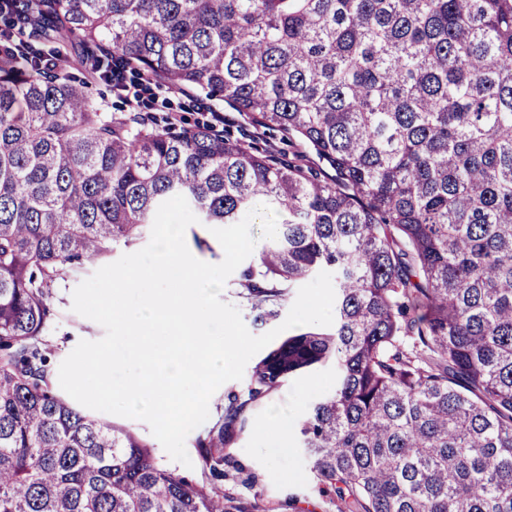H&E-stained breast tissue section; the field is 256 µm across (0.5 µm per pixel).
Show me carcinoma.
I'll return each mask as SVG.
<instances>
[{
  "instance_id": "1",
  "label": "carcinoma",
  "mask_w": 512,
  "mask_h": 512,
  "mask_svg": "<svg viewBox=\"0 0 512 512\" xmlns=\"http://www.w3.org/2000/svg\"><path fill=\"white\" fill-rule=\"evenodd\" d=\"M0 21V512H252L71 404L43 348L55 282L178 194L201 224L278 214L238 280L255 323L334 281L333 324L271 349L197 436L212 477L253 406L331 364L297 424L323 497L512 512V0H7ZM72 68L222 100L333 174L207 120L114 118Z\"/></svg>"
}]
</instances>
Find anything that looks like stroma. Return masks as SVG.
I'll use <instances>...</instances> for the list:
<instances>
[{
	"instance_id": "obj_1",
	"label": "stroma",
	"mask_w": 512,
	"mask_h": 512,
	"mask_svg": "<svg viewBox=\"0 0 512 512\" xmlns=\"http://www.w3.org/2000/svg\"><path fill=\"white\" fill-rule=\"evenodd\" d=\"M150 111L160 118L179 115L181 125H188L200 117H209L211 111L224 115V129L249 146L265 149L279 160H289L298 152L296 145L281 139L279 134L263 132L249 126L238 112L224 102L213 100L209 104L193 100L170 89L161 82H151ZM80 279L67 274L51 290L49 303L53 317L44 339L52 367H59L80 340L95 341L103 337L104 329L98 323L82 317L72 309V294ZM334 368H318L301 376L286 380L262 403L256 405L249 427L238 434L227 452L233 463L224 469L222 486L225 493L250 501L254 512H288V499L299 500L308 512H339L318 491L296 431L272 435L273 409L287 412L290 420H298L313 399L334 388ZM254 471L255 482H244L243 470Z\"/></svg>"
}]
</instances>
